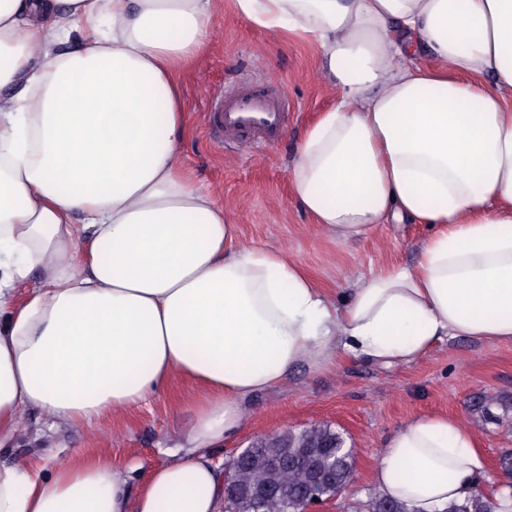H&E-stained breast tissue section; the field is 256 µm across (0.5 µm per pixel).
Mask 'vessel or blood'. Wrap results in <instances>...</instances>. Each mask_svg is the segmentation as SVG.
Returning <instances> with one entry per match:
<instances>
[{"mask_svg":"<svg viewBox=\"0 0 512 512\" xmlns=\"http://www.w3.org/2000/svg\"><path fill=\"white\" fill-rule=\"evenodd\" d=\"M288 115L286 97L245 85L215 100L210 109V131L221 143L250 137L268 144L279 136Z\"/></svg>","mask_w":512,"mask_h":512,"instance_id":"b4317fda","label":"vessel or blood"}]
</instances>
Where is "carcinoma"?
<instances>
[{"mask_svg": "<svg viewBox=\"0 0 512 512\" xmlns=\"http://www.w3.org/2000/svg\"><path fill=\"white\" fill-rule=\"evenodd\" d=\"M296 462L285 468L278 464L282 457ZM333 465L331 481L348 486L354 481L353 455L344 448L342 437L328 425H313L299 432L284 431L269 441L256 443L246 460L226 471L227 479L237 488L266 490L263 500L243 496L230 500V512H300L293 500L283 492L301 491L308 486L315 470ZM372 512H409L405 505L383 495L372 501ZM495 505L482 493L471 495L462 503L451 502L445 512H493Z\"/></svg>", "mask_w": 512, "mask_h": 512, "instance_id": "obj_1", "label": "carcinoma"}]
</instances>
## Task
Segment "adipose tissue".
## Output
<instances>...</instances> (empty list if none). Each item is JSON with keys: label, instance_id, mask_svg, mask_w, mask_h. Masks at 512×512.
Returning <instances> with one entry per match:
<instances>
[{"label": "adipose tissue", "instance_id": "obj_1", "mask_svg": "<svg viewBox=\"0 0 512 512\" xmlns=\"http://www.w3.org/2000/svg\"><path fill=\"white\" fill-rule=\"evenodd\" d=\"M221 10L303 39L340 82L296 148L298 204L340 242L430 225L412 266L336 305L195 184L179 76ZM446 336L512 341V0H0V447L23 407L89 424L176 372L207 391L185 455L138 494L105 460L0 462V512H223L208 451L245 400L301 365L407 364ZM483 469L467 428L427 415L373 481L409 512L478 489L512 512Z\"/></svg>", "mask_w": 512, "mask_h": 512}]
</instances>
